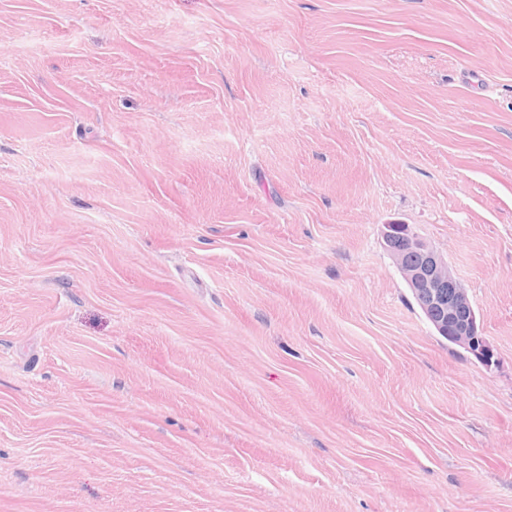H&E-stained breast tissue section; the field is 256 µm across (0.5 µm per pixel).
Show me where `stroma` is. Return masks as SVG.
Here are the masks:
<instances>
[{"label": "stroma", "instance_id": "stroma-1", "mask_svg": "<svg viewBox=\"0 0 512 512\" xmlns=\"http://www.w3.org/2000/svg\"><path fill=\"white\" fill-rule=\"evenodd\" d=\"M0 512H512V0H0ZM395 231L402 232L406 247L395 243ZM382 239L396 270L433 328L456 346L488 358L489 365L493 363L494 351L481 333L468 289L448 260L409 224L385 225ZM474 342L477 349L472 348Z\"/></svg>", "mask_w": 512, "mask_h": 512}]
</instances>
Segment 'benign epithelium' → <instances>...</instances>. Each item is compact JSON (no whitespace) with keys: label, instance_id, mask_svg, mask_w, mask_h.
<instances>
[{"label":"benign epithelium","instance_id":"obj_1","mask_svg":"<svg viewBox=\"0 0 512 512\" xmlns=\"http://www.w3.org/2000/svg\"><path fill=\"white\" fill-rule=\"evenodd\" d=\"M383 246L433 328L456 346L493 360L468 288L448 260L409 224L385 225Z\"/></svg>","mask_w":512,"mask_h":512}]
</instances>
